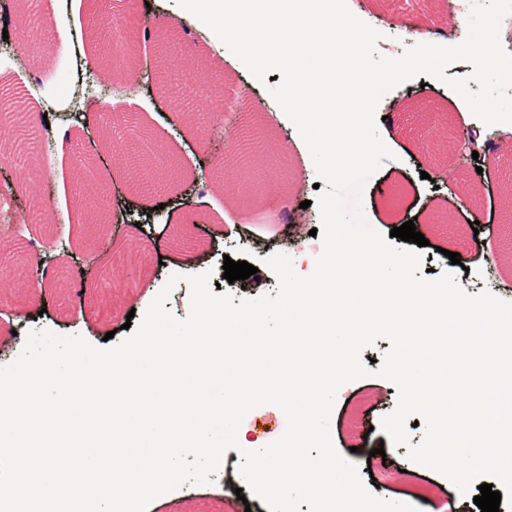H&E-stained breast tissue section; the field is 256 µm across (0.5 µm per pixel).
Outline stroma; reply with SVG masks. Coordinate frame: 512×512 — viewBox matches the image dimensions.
Returning <instances> with one entry per match:
<instances>
[{
    "label": "stroma",
    "instance_id": "35a3bbf8",
    "mask_svg": "<svg viewBox=\"0 0 512 512\" xmlns=\"http://www.w3.org/2000/svg\"><path fill=\"white\" fill-rule=\"evenodd\" d=\"M351 12L379 31L397 48L418 39L456 45L467 35V18L456 0H347ZM15 16L1 17L9 27L0 39V84L37 96L45 109L78 106L79 116L65 115L56 128L68 129L65 143L38 164L42 170L33 190H18L24 174L19 162H0V349L15 360L25 344L19 328H46L60 335H80L102 346L106 333L122 340L128 313L143 315L171 275H180L167 303L177 318L189 313L187 276L214 270L221 291L257 297L275 291L277 279L264 259L284 252L294 257L298 274L310 275L323 246L308 237L295 246L289 228L321 225L315 200L316 167L287 119L268 111L270 87L282 80L269 72L257 81L221 42H207L183 20L178 0H58L43 10L36 29L18 35ZM131 44L134 59L115 57L105 77L109 95L92 98L81 50H108L111 43ZM381 137L391 160L366 182L362 211L366 223L381 234L414 221L429 244L422 269L435 275L454 273L467 293L489 283L512 285V133L484 130L493 142L489 157L464 159L448 152L450 136L474 127L465 101L447 85L421 75L389 93L377 111ZM233 121L230 142L246 153L244 175L254 188L236 199L225 187L236 179L228 164L229 149L215 145L211 129ZM164 131L163 148L172 177L155 176L151 193L132 194L130 176L108 145L109 140L143 138ZM92 163L105 185L95 210L98 221L79 217L85 187L78 178L83 163ZM488 170L473 184L476 168ZM209 173L208 199L196 210V181ZM402 188L397 199L382 198L383 187ZM163 206V228H151L155 206ZM58 215L63 225L51 224ZM188 225L186 243L174 231ZM266 224L262 237L237 236V225ZM64 238L65 248L55 246ZM456 252L459 263L448 255ZM257 267L261 288L249 280L224 279V258ZM45 312H38V305ZM388 340H377L361 355L370 374L342 386L331 416L330 432L341 454L358 466L368 489L385 499L420 507L422 512H479L472 498L461 497L439 472L407 459L406 446L384 444L383 415L397 400L396 387L377 377ZM256 447L279 439L286 429L283 411L274 405L251 410L244 419ZM384 448V468L369 470L370 450ZM237 450L225 454L221 472L205 485L167 493L152 502V512H269L257 497L238 500L244 482L237 471Z\"/></svg>",
    "mask_w": 512,
    "mask_h": 512
}]
</instances>
